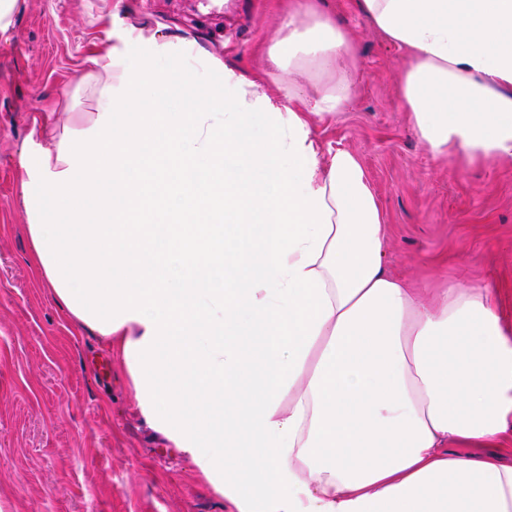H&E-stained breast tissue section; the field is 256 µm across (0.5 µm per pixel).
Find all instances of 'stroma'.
Wrapping results in <instances>:
<instances>
[{"mask_svg": "<svg viewBox=\"0 0 512 512\" xmlns=\"http://www.w3.org/2000/svg\"><path fill=\"white\" fill-rule=\"evenodd\" d=\"M359 43L360 79L344 112L316 124L356 153L389 228L386 265L421 288L494 289L512 324V161L468 169L433 159L403 111V51L326 0ZM282 0H18L0 32V512H233L188 456L141 415L104 339L75 327L28 256L20 158L35 118L77 125L94 43L131 56L133 27L220 58L279 98L264 58L281 37Z\"/></svg>", "mask_w": 512, "mask_h": 512, "instance_id": "1", "label": "stroma"}]
</instances>
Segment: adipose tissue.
<instances>
[{
	"mask_svg": "<svg viewBox=\"0 0 512 512\" xmlns=\"http://www.w3.org/2000/svg\"><path fill=\"white\" fill-rule=\"evenodd\" d=\"M357 7L433 158L512 159V0ZM281 29L277 103L209 55L94 49L81 128L44 118L22 157L30 263L237 512H512V464L450 448L512 427V328L491 289L388 271L360 158L311 130L356 40L311 4Z\"/></svg>",
	"mask_w": 512,
	"mask_h": 512,
	"instance_id": "adipose-tissue-1",
	"label": "adipose tissue"
}]
</instances>
